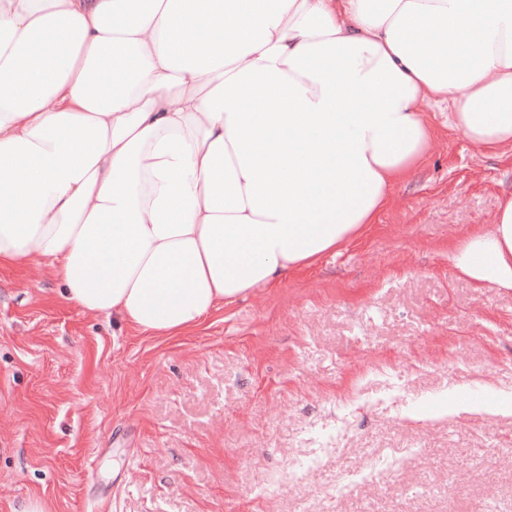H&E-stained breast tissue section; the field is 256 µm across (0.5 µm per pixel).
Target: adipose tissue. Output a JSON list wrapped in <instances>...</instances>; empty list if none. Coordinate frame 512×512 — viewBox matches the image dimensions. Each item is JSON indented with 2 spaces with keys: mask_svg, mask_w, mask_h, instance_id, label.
Returning a JSON list of instances; mask_svg holds the SVG:
<instances>
[{
  "mask_svg": "<svg viewBox=\"0 0 512 512\" xmlns=\"http://www.w3.org/2000/svg\"><path fill=\"white\" fill-rule=\"evenodd\" d=\"M438 100L512 149V0H0V266L179 335L373 223ZM448 259L512 290V195Z\"/></svg>",
  "mask_w": 512,
  "mask_h": 512,
  "instance_id": "1",
  "label": "adipose tissue"
}]
</instances>
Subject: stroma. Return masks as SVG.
Instances as JSON below:
<instances>
[{
	"instance_id": "obj_1",
	"label": "stroma",
	"mask_w": 512,
	"mask_h": 512,
	"mask_svg": "<svg viewBox=\"0 0 512 512\" xmlns=\"http://www.w3.org/2000/svg\"><path fill=\"white\" fill-rule=\"evenodd\" d=\"M452 110L426 106L434 149L358 237L187 334L0 266V512H512V290L448 259L512 193V151Z\"/></svg>"
}]
</instances>
